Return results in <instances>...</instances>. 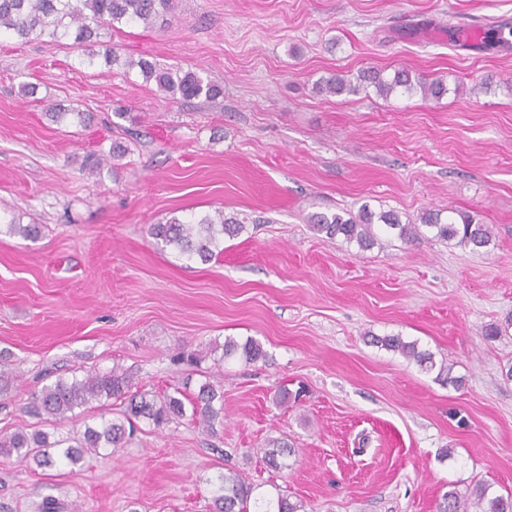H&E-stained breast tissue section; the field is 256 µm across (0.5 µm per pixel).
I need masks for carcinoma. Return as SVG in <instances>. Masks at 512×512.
Segmentation results:
<instances>
[{
    "label": "carcinoma",
    "instance_id": "cac0c4a2",
    "mask_svg": "<svg viewBox=\"0 0 512 512\" xmlns=\"http://www.w3.org/2000/svg\"><path fill=\"white\" fill-rule=\"evenodd\" d=\"M174 10L175 0H0V30L4 28L23 39L35 32L46 33L54 43L72 37L75 43L82 44L101 38L102 28L116 23L162 27L169 23ZM133 65L139 67L145 80H154L174 99L203 97L214 100L222 94L219 85L204 80L190 69L161 70L143 59L128 61V66ZM369 87L385 98L398 92L416 91L425 98H440L448 92L443 82L416 77L406 68L394 70L388 78L381 71L367 70L360 73L354 82L336 74L323 80L319 89L332 95H357ZM448 213V220L443 221L441 212H426L418 225L402 220L395 210L375 213L364 205L355 215L347 212L331 215L314 213L309 217V223L314 232L328 239L341 236L362 249L378 244L377 226L384 227V232L406 242L419 239L420 226L423 225L435 230L437 238L454 241L463 247L489 244L492 238L489 225L476 223L470 215L451 207ZM0 224L7 225L9 233L25 239H33L39 233L38 227L18 224L4 213H0ZM245 230L246 220L218 209L214 214L199 219L183 220L173 216L163 224L150 225L148 233L187 259L206 263L224 253V238L237 237ZM372 342L399 353L425 370L436 368L429 352L398 335L374 336ZM235 356L250 363L266 360L267 354L262 345L252 338L243 343L225 339L223 358L227 360ZM112 399L123 404L122 420L104 419L97 427H86L82 436L73 439L60 456L50 455L48 449L61 445L62 441L51 443L46 433L39 430L28 432L24 428L0 436V453L14 454L21 463L32 460L41 468L75 466L101 448L123 447L126 426L137 421L147 420L157 428L178 422L186 416L187 402L191 405L193 423L204 432H213L215 426L224 420V392L208 382L201 384L197 394L188 401L178 387L159 396L134 391L129 377L114 370L87 373L70 380L59 378L32 394L29 409L35 415H47L62 421L72 418L77 408L94 402L102 405ZM292 453L294 449L279 438L267 440L262 448L263 461L274 469L283 468V458ZM217 492L213 512H300V505L290 502L280 493L275 496L253 495L252 484L237 474L219 475ZM440 512H512V495L491 496L487 486H478L468 494L453 488L443 495Z\"/></svg>",
    "mask_w": 512,
    "mask_h": 512
}]
</instances>
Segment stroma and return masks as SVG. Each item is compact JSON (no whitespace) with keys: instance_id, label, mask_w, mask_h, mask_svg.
I'll return each mask as SVG.
<instances>
[{"instance_id":"obj_1","label":"stroma","mask_w":512,"mask_h":512,"mask_svg":"<svg viewBox=\"0 0 512 512\" xmlns=\"http://www.w3.org/2000/svg\"><path fill=\"white\" fill-rule=\"evenodd\" d=\"M119 61L0 34V208L37 239L0 233V434L56 441L101 418L30 415L58 378L116 370L156 394L224 391L215 433L139 422L124 447L44 470L0 454V512H211L234 472L304 512H439L449 485L512 494V0H178L161 28L117 25ZM218 83L217 100L163 95L127 61ZM406 68L440 99L326 95L322 78ZM59 103L89 114L55 121ZM448 207L493 228L488 246L425 235L372 249L315 234L316 212ZM248 217L209 263L152 224ZM496 325L502 334L485 339ZM399 335L448 364L436 381L371 339ZM258 340L266 361L217 363ZM192 353L196 364L183 362ZM271 438L295 453L266 467Z\"/></svg>"}]
</instances>
